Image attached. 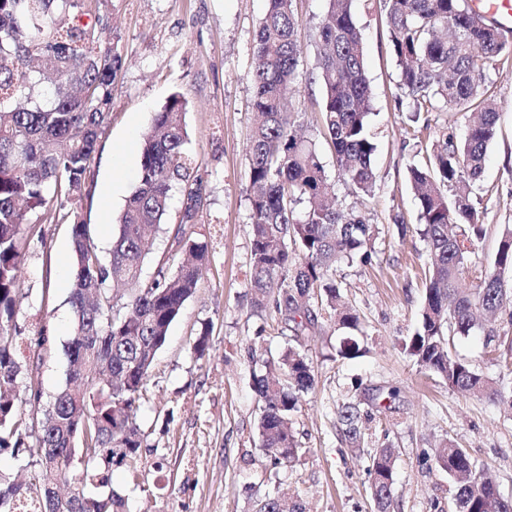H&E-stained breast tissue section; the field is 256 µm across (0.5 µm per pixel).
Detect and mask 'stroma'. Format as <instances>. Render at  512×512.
Here are the masks:
<instances>
[{
	"label": "stroma",
	"mask_w": 512,
	"mask_h": 512,
	"mask_svg": "<svg viewBox=\"0 0 512 512\" xmlns=\"http://www.w3.org/2000/svg\"><path fill=\"white\" fill-rule=\"evenodd\" d=\"M327 7V0H296L302 53L289 109L299 134L316 145L337 207L375 228L372 263L343 262L334 273L343 302L360 316L354 336L367 353L352 360L338 357L347 332L320 318L304 341L317 386L303 395L292 418L304 453L274 471L258 435L254 379L267 360L295 345L296 337L291 322L274 310L254 314L250 285V73L267 0L102 2L124 64L112 88L111 120L94 155L97 189L80 202V218L101 252L109 253L137 185L143 137L155 113L177 92L189 103L188 147L203 182V206L187 230L209 252L204 278L170 326L146 382L139 422L147 465L137 478L126 467L112 469L110 488L123 500L124 512H251L253 502L277 486L306 512H374L369 453L386 446L395 450L391 512H456L455 487L436 462L438 445L448 441L464 448L477 470L487 471L501 496L512 500V413L485 397L449 388L401 348L418 326L427 249L408 166L418 143H432L446 131L463 137L468 118L439 106L429 115V129L414 138L411 107L398 103L399 66L383 0H354L377 134L375 194H356L322 134V87L313 69ZM485 93L499 117L474 199L487 228L473 256L480 267L491 265L501 230L512 224V56L486 65ZM44 234L27 241L20 272L22 371L16 394L17 407L28 418L41 417L64 387L74 326L70 227L48 224ZM207 321L212 333L200 357L193 344ZM43 325L51 343L41 348L35 332ZM452 353L484 378L496 380L504 372L481 337L456 338ZM34 388L42 392L37 405L29 401ZM352 392L367 403L359 449L342 441L336 417Z\"/></svg>",
	"instance_id": "35a3bbf8"
}]
</instances>
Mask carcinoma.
<instances>
[{
  "label": "carcinoma",
  "mask_w": 512,
  "mask_h": 512,
  "mask_svg": "<svg viewBox=\"0 0 512 512\" xmlns=\"http://www.w3.org/2000/svg\"><path fill=\"white\" fill-rule=\"evenodd\" d=\"M295 0H268L255 34L252 110L258 121L248 146L253 221V307L273 304L295 335L315 327L310 300L336 309L333 278L344 261L372 259L374 230L332 203L334 187L317 160L315 144L298 137L284 101L296 91L300 57ZM353 0H328L320 26L324 49L317 57L322 86L323 134L330 139L340 174L355 192L376 187V143L369 126L371 90ZM390 41L400 66L399 88L417 109L443 103L467 112L483 104L477 121L458 139L444 134L424 165H409L427 243L425 298L416 332L403 343L417 364L448 386L496 400L512 410V369L497 382L453 356L456 336L483 333L485 345L512 351L509 331L484 325L477 313L508 314L512 325V225H504L493 267L466 282L471 249L485 236L473 197L481 182L488 145L496 134L497 108L485 102L486 63L512 54V40L473 13L466 0H385ZM101 15L100 0H0V452L22 455L35 469L24 487L0 474V512H121L106 491L112 465L128 459L138 470L144 433L138 412L157 351L206 272L207 245L187 235L198 211L183 209L171 247L186 258L173 272L142 280L147 231L166 224L174 191L182 203L201 201L198 162L187 149V100L170 96L155 114L141 151L138 184L112 238L109 260L100 255L78 203L96 186L93 166L98 136L110 116L112 85L123 58ZM304 205L295 216V205ZM71 225L74 245L70 302L76 318L68 343L67 383L42 418L18 414L13 393L18 360L12 339L18 328V296L24 246L44 238L46 221ZM254 388L261 410L259 434L271 466L296 458L291 417L302 395L314 389L315 367L304 350L290 348L265 365ZM360 403L337 408L342 440H362ZM84 437L85 446L75 448ZM81 451L80 474L72 473ZM391 448L370 453L375 512H390L394 484ZM439 467L455 482L457 512H512L489 478L471 471L468 453L451 443L436 451ZM74 481L67 497L57 488ZM257 512H303L275 491Z\"/></svg>",
  "instance_id": "carcinoma-1"
}]
</instances>
